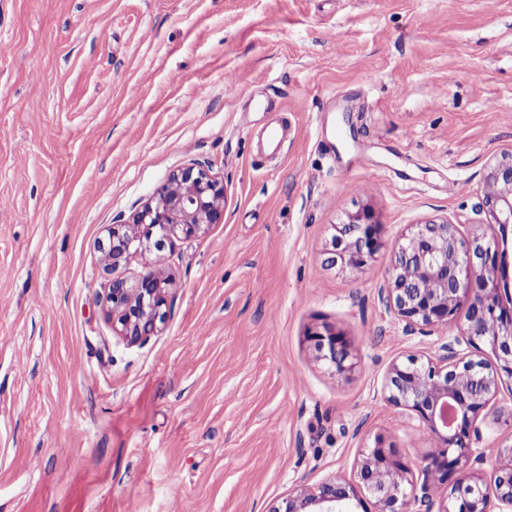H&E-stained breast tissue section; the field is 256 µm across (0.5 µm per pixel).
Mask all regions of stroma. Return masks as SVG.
<instances>
[{
  "label": "stroma",
  "instance_id": "obj_1",
  "mask_svg": "<svg viewBox=\"0 0 512 512\" xmlns=\"http://www.w3.org/2000/svg\"><path fill=\"white\" fill-rule=\"evenodd\" d=\"M510 150L512 0H0V512H272L379 434L422 481L387 373L463 327L420 334L381 290L411 225L482 222ZM196 159L224 221L178 242L161 332L126 345L97 243ZM362 211L383 248L331 264ZM478 426L512 461L511 381ZM308 338L316 358L327 362L337 374H345L353 368L352 343L343 333L330 329L314 330Z\"/></svg>",
  "mask_w": 512,
  "mask_h": 512
}]
</instances>
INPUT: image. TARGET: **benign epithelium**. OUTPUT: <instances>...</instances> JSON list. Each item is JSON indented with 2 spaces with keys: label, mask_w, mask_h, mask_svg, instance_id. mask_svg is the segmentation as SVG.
I'll return each instance as SVG.
<instances>
[{
  "label": "benign epithelium",
  "mask_w": 512,
  "mask_h": 512,
  "mask_svg": "<svg viewBox=\"0 0 512 512\" xmlns=\"http://www.w3.org/2000/svg\"><path fill=\"white\" fill-rule=\"evenodd\" d=\"M479 212L506 232L512 225V152L488 167ZM224 221V180L206 162L176 170L132 217L109 224L99 242L101 264L112 276L104 298L112 331L129 345L156 335L169 305L174 278L165 257L130 284L115 272L135 254L164 250ZM331 261L360 270L381 248V225L356 213L335 225ZM508 253L496 240L475 237L474 225L429 220L415 224L398 242L389 275L386 302L402 320L424 333L454 323L466 309V343L486 346L490 358H472L456 345L441 346L438 361L410 356L392 363L386 399L412 410L430 438L423 481L410 482L409 465L382 435L359 463V482L331 478L314 489L301 488L272 512H356L365 507L362 492L375 512H506L512 510V463L490 474L482 470L483 453L473 448L476 423L512 379V304L503 301L498 275H506ZM316 358L339 375L353 368L352 343L327 329L308 334Z\"/></svg>",
  "instance_id": "7a95c632"
}]
</instances>
